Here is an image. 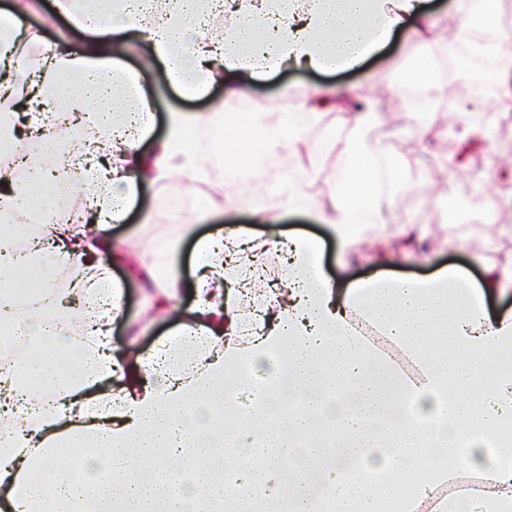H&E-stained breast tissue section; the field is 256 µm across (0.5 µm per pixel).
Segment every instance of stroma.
I'll use <instances>...</instances> for the list:
<instances>
[{
  "instance_id": "1",
  "label": "stroma",
  "mask_w": 512,
  "mask_h": 512,
  "mask_svg": "<svg viewBox=\"0 0 512 512\" xmlns=\"http://www.w3.org/2000/svg\"><path fill=\"white\" fill-rule=\"evenodd\" d=\"M426 5L428 31L418 35L413 26H406L355 68L284 69L256 80L246 98L226 104L229 112L258 113L266 124L282 126L294 110L314 105L327 90H343L336 107L317 108L286 160L289 177L302 181L325 204L335 195L348 162L344 136L350 127L351 105L369 104L374 110L369 135L385 148L399 174L393 189L395 205L384 233L360 238L350 264H343L335 235L313 214L284 210L275 222L255 223L254 210L276 208L278 192L271 185L258 186L246 176L231 174L220 157L203 173L190 170L174 175L169 183H138L120 222L90 227L91 235L111 237L122 257L112 267V281L121 289L123 300L122 316L112 324L116 351L131 348L147 356L160 342L174 339L181 319L192 315L193 282L199 273L195 239L224 234L231 225L249 227L254 241L266 243L261 257L266 288L278 285L284 271L282 242L296 235L318 241L324 271L338 282L375 275L378 257L388 251L399 254L390 269L397 276H424L448 265L462 268L475 282L481 280L487 264L512 272V105L502 102L505 91L512 89V59L501 58L498 69L491 72L494 92L479 110L467 109L472 78L463 62L451 67L445 81L436 83L427 102L409 104L405 95L394 90L401 74L416 71L424 63L447 60L454 47L448 35L459 25L455 0H426ZM23 28L26 43L21 53L31 62L37 60L42 43L62 38L75 47L81 42L80 35H63L64 25L52 13V0H41L36 11L25 17ZM123 67L136 76L139 91L152 104L142 141L147 152L166 136L170 113L204 112L211 100L224 96L223 85L217 83L208 97H184L166 81L162 66L139 48L125 57ZM465 119L487 131L475 162L460 154L458 132ZM452 191L464 196L473 217L461 234L448 217ZM227 195L244 199V206L202 214L203 204ZM174 201L179 204L175 212L169 209ZM186 223L190 233L176 237V225ZM168 241L173 242L174 252L165 257V266L182 285L173 315L164 312L146 279L132 272L133 267L156 259L159 244Z\"/></svg>"
}]
</instances>
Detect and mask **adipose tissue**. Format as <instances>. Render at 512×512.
I'll list each match as a JSON object with an SVG mask.
<instances>
[{
	"mask_svg": "<svg viewBox=\"0 0 512 512\" xmlns=\"http://www.w3.org/2000/svg\"><path fill=\"white\" fill-rule=\"evenodd\" d=\"M84 35L78 51L43 48L27 100L30 125L53 95L84 131V152L102 156L81 181L98 223L122 218L135 182L205 170L216 155L263 183L280 173L298 122L270 126L214 103L175 112L168 134L144 152L134 123L149 111L112 116L121 62L137 46L163 62L171 85L191 96L232 75L229 96L245 95L259 67H350L423 13L422 0H56ZM221 8L233 42L197 43L193 18ZM359 117L345 142L346 182L329 205L282 179L280 205L316 215L344 251L361 232L383 230L391 205L368 172L383 148ZM70 269L74 293L91 313L72 343L45 280L43 301L14 321L47 346L74 347L77 362L35 358L25 381L0 375V410L25 407L0 427V512H184L173 493L180 466L205 512H512V309L489 313L488 296L512 291V277L488 266L480 285L455 268L428 279L380 277L337 284L316 244L290 241L285 292L245 307L243 226L196 244L204 272L192 322L135 372L112 355L111 326L122 313L112 285L109 237L83 225L47 224ZM231 284L222 292L219 282ZM363 320L390 343L360 336ZM469 439L473 454L457 448ZM85 469L66 468L69 457ZM257 494L227 493V484Z\"/></svg>",
	"mask_w": 512,
	"mask_h": 512,
	"instance_id": "ef3b65f1",
	"label": "adipose tissue"
}]
</instances>
